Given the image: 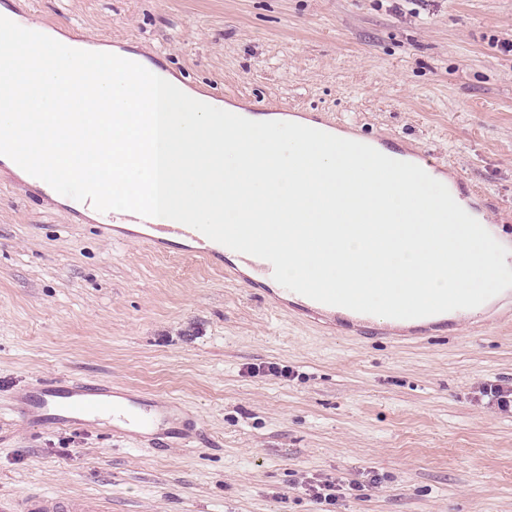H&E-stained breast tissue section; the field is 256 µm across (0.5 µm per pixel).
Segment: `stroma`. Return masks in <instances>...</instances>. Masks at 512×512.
Wrapping results in <instances>:
<instances>
[{"instance_id":"obj_1","label":"stroma","mask_w":512,"mask_h":512,"mask_svg":"<svg viewBox=\"0 0 512 512\" xmlns=\"http://www.w3.org/2000/svg\"><path fill=\"white\" fill-rule=\"evenodd\" d=\"M75 41L139 51L253 112L322 114L428 153L512 227V0H8ZM287 367L285 377L254 368ZM169 405L188 444L10 412L40 379ZM512 306L421 343L271 307L201 259L100 236L0 169V492L111 512H512ZM482 397L488 399L487 404L499 412H512V388L499 384L484 383L479 389Z\"/></svg>"}]
</instances>
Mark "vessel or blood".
<instances>
[{
	"label": "vessel or blood",
	"mask_w": 512,
	"mask_h": 512,
	"mask_svg": "<svg viewBox=\"0 0 512 512\" xmlns=\"http://www.w3.org/2000/svg\"><path fill=\"white\" fill-rule=\"evenodd\" d=\"M386 154L396 160L410 162L428 172L436 165L419 151L395 144ZM120 224H135L145 230L144 240L155 248L180 245L190 256H201L209 261H223L225 247L198 230L176 221L154 223L152 219L124 211L110 214L100 223V233H107ZM447 314L415 319L413 326L392 329L384 326V334L400 341H416L431 330H447ZM15 414L26 420L37 421L46 429L68 426H97L108 422L115 433L136 440L152 438L167 419L168 409L157 401L118 393L106 382H86L78 379L42 380L19 394L12 407ZM0 512H106L101 502L63 499L49 493L28 492L22 495L1 494Z\"/></svg>",
	"instance_id": "obj_1"
}]
</instances>
